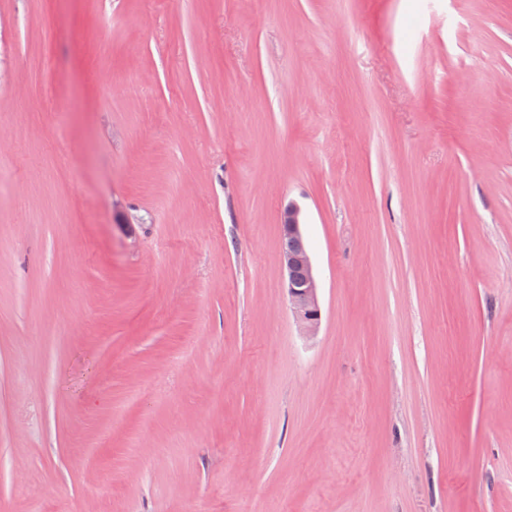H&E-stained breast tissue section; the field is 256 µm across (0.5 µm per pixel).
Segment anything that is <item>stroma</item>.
Wrapping results in <instances>:
<instances>
[{
  "instance_id": "35a3bbf8",
  "label": "stroma",
  "mask_w": 512,
  "mask_h": 512,
  "mask_svg": "<svg viewBox=\"0 0 512 512\" xmlns=\"http://www.w3.org/2000/svg\"><path fill=\"white\" fill-rule=\"evenodd\" d=\"M0 512H512V0H0ZM300 215L301 209L294 203H289L281 215L283 232L296 239L301 235ZM287 235L282 238L284 252H281V265L286 275L285 289L289 310L303 334L315 336L321 324L322 310L312 260L305 246L301 245L298 249L291 251L297 247L298 242ZM295 270L301 272L300 278L294 276Z\"/></svg>"
}]
</instances>
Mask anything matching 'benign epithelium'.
Returning <instances> with one entry per match:
<instances>
[{
    "mask_svg": "<svg viewBox=\"0 0 512 512\" xmlns=\"http://www.w3.org/2000/svg\"><path fill=\"white\" fill-rule=\"evenodd\" d=\"M301 209L294 203L282 211L283 232L299 238ZM281 265L286 275L285 289L288 306L300 330L306 336L316 334L322 320V310L318 297V283L313 264L306 247L281 253Z\"/></svg>",
    "mask_w": 512,
    "mask_h": 512,
    "instance_id": "benign-epithelium-1",
    "label": "benign epithelium"
}]
</instances>
